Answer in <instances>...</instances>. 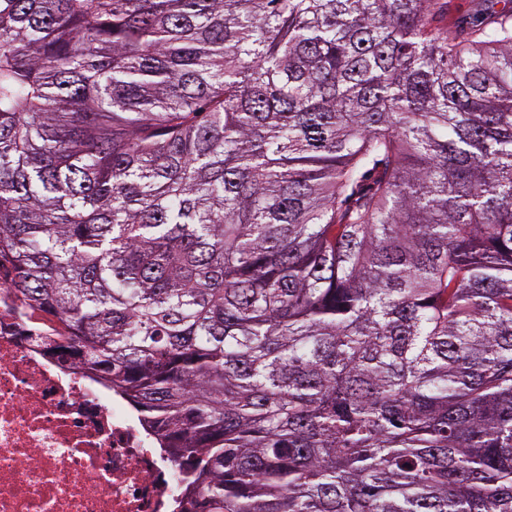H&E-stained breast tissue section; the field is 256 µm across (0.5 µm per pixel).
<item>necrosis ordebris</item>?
<instances>
[{"mask_svg":"<svg viewBox=\"0 0 512 512\" xmlns=\"http://www.w3.org/2000/svg\"><path fill=\"white\" fill-rule=\"evenodd\" d=\"M0 300V512H178L185 488L125 403L23 340Z\"/></svg>","mask_w":512,"mask_h":512,"instance_id":"4bbe7bcc","label":"necrosis or debris"}]
</instances>
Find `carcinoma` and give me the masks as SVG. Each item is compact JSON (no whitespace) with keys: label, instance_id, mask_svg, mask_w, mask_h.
Here are the masks:
<instances>
[{"label":"carcinoma","instance_id":"cac0c4a2","mask_svg":"<svg viewBox=\"0 0 512 512\" xmlns=\"http://www.w3.org/2000/svg\"><path fill=\"white\" fill-rule=\"evenodd\" d=\"M0 0V276L208 512H512V0ZM441 1L444 2L442 13L445 17V21H448V34H453L457 20L470 12L472 8V2L471 0ZM446 1H448V4Z\"/></svg>","mask_w":512,"mask_h":512}]
</instances>
